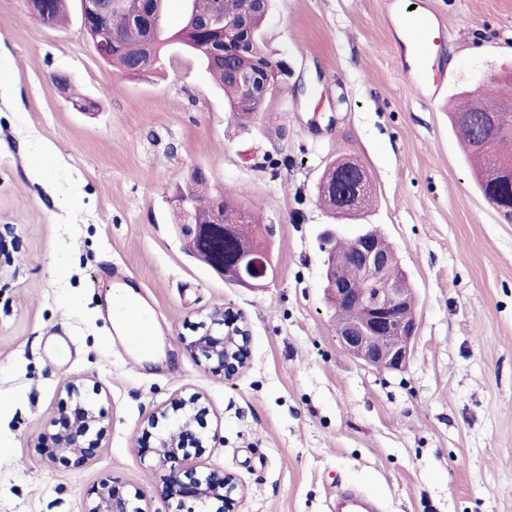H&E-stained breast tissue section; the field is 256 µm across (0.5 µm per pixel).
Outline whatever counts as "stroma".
Masks as SVG:
<instances>
[{"instance_id": "35a3bbf8", "label": "stroma", "mask_w": 512, "mask_h": 512, "mask_svg": "<svg viewBox=\"0 0 512 512\" xmlns=\"http://www.w3.org/2000/svg\"><path fill=\"white\" fill-rule=\"evenodd\" d=\"M412 0H271L264 50L288 77L268 121L239 128L181 46L153 74L100 60L81 29L44 25L0 0V224L19 239L0 287V512H82L102 481L167 512L147 418L205 395L197 462L241 482L237 512H331L356 488L381 512H512V223L484 199L448 120L453 96L512 71V0H419L438 29L416 67L397 11ZM96 103L75 110L51 80ZM376 188L359 218L323 208L336 156ZM207 190H242L273 225L276 276L228 282L187 248L175 197L194 169ZM375 229L394 246L419 323L403 371L365 365L336 338L321 235ZM131 285L158 328L159 359L127 348L104 310ZM249 326L250 360L224 379L187 344L215 308ZM100 384L109 432L85 468L45 465L36 436L66 382Z\"/></svg>"}]
</instances>
